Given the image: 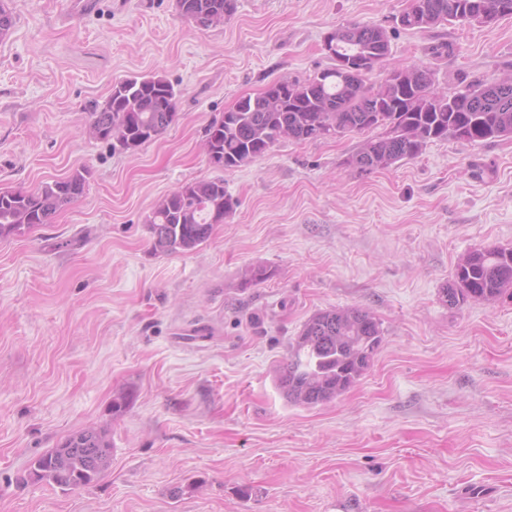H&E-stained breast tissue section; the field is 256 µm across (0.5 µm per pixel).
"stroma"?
I'll return each instance as SVG.
<instances>
[{
  "label": "stroma",
  "mask_w": 512,
  "mask_h": 512,
  "mask_svg": "<svg viewBox=\"0 0 512 512\" xmlns=\"http://www.w3.org/2000/svg\"><path fill=\"white\" fill-rule=\"evenodd\" d=\"M408 3L236 0L201 28L175 0H8L0 190L89 175L53 223L0 239V512H512V299L439 295L470 250L512 247V137L368 174L346 165L356 132L233 170L204 151L241 97L329 67L323 37L347 22L383 26L392 61L449 95L512 76V18L410 30ZM143 75L178 91L177 121L133 152L91 138L93 108ZM214 178L233 214L155 252L154 205ZM258 265L270 279L241 288ZM350 306L383 330L370 367L330 402L288 403L290 342ZM86 428L112 445L103 474L65 492L30 478Z\"/></svg>",
  "instance_id": "stroma-1"
}]
</instances>
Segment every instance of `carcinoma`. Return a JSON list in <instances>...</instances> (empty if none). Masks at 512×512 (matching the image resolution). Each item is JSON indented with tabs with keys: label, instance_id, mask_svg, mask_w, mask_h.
I'll return each instance as SVG.
<instances>
[{
	"label": "carcinoma",
	"instance_id": "1",
	"mask_svg": "<svg viewBox=\"0 0 512 512\" xmlns=\"http://www.w3.org/2000/svg\"><path fill=\"white\" fill-rule=\"evenodd\" d=\"M512 0H410L397 22L405 29H428L441 23L480 22L496 13L512 18L503 2ZM178 13L195 23L200 16L224 23L235 0H175ZM327 55L333 64L306 79H286L260 94L241 98L234 108L213 120L206 130L209 160L232 170L265 155L282 134L297 142L316 141L323 134L365 132L379 127L347 160L360 172L386 168L418 157L434 141L453 139L475 143L512 137V77L478 81L453 95L438 93L433 71L419 64H402L400 76L387 71L390 39L377 24L350 23L329 30ZM379 72L377 85L367 76ZM178 95L160 76L133 77L113 84L89 127L124 135L123 150L135 151L178 119ZM88 170L46 182L16 194L0 192V238L20 235L39 224H50L61 210L84 194ZM237 202L224 180L200 179L182 184L160 199L147 218L157 253L190 252L224 223ZM264 266L246 271L241 288L267 281ZM512 298V247L488 246L469 252L457 265L452 282L440 298L450 307L471 300ZM383 341L381 324L360 307L332 308L314 313L290 344L278 387L300 406L325 404L356 384L369 368ZM112 447L103 432L88 428L68 435L57 447L38 457L32 474L63 490L84 486L105 472Z\"/></svg>",
	"mask_w": 512,
	"mask_h": 512
}]
</instances>
